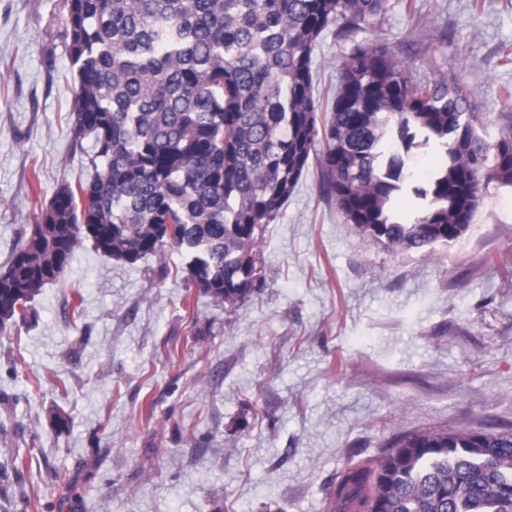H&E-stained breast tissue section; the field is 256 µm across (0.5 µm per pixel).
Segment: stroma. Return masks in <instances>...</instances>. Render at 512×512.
<instances>
[{
	"label": "stroma",
	"instance_id": "obj_1",
	"mask_svg": "<svg viewBox=\"0 0 512 512\" xmlns=\"http://www.w3.org/2000/svg\"><path fill=\"white\" fill-rule=\"evenodd\" d=\"M66 17L0 0V270L90 173ZM378 41L414 76L458 77L488 143L512 130V0H386L371 28L329 26L324 107ZM254 253L263 287L228 304L187 287L177 249L76 251L0 335V512H329L341 473L406 434L512 426V188L490 182L456 242L395 251L347 223L313 159Z\"/></svg>",
	"mask_w": 512,
	"mask_h": 512
}]
</instances>
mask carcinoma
<instances>
[{"label": "carcinoma", "instance_id": "cac0c4a2", "mask_svg": "<svg viewBox=\"0 0 512 512\" xmlns=\"http://www.w3.org/2000/svg\"><path fill=\"white\" fill-rule=\"evenodd\" d=\"M75 139L90 179L60 185L0 277V335L83 242L129 264L178 249L189 287L226 303L264 276L253 250L320 154L322 188L365 238L423 251L460 239L486 182L512 187L458 79L413 77L377 43L343 61L331 116L312 53L384 0H67ZM436 167H416L428 152ZM415 203L403 220L394 200ZM331 512H512V430L425 431L346 469Z\"/></svg>", "mask_w": 512, "mask_h": 512}]
</instances>
